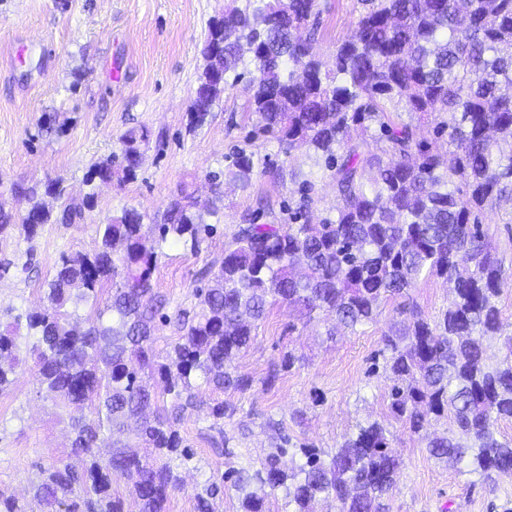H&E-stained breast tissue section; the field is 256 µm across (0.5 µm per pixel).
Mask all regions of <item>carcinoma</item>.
<instances>
[{
  "mask_svg": "<svg viewBox=\"0 0 512 512\" xmlns=\"http://www.w3.org/2000/svg\"><path fill=\"white\" fill-rule=\"evenodd\" d=\"M352 35L336 47L332 64L308 53L320 25L317 0H227L211 21L201 54L199 97L190 127L207 121L226 91L251 74L248 102L280 151L303 150L327 172L340 203L313 224L308 217L312 176L276 165L266 155L239 151L231 165L211 172L214 193L224 182L247 184L260 172L298 184L288 223L250 217L224 243V257L196 274L200 311L165 312L151 305L152 274L172 239L193 252L216 232L191 195L180 189L149 241L143 216L126 209L101 225L93 257H65L46 282L43 305L25 316L34 368L44 397L69 411L71 461L41 469L33 498L44 512H129L112 495V475L131 481L136 512H165L180 469L194 458L178 430L181 414L200 405V379L215 391L243 392L251 381L233 367L270 306L288 305L300 321L328 311L347 328L375 318L380 304L407 296L420 277L448 283V307L429 320L417 307L382 336L383 370L392 379L388 408L410 430L445 419L447 433L429 441L431 456L464 465L492 487L512 472V440L492 426L512 421V336L495 362L485 339L504 331L498 306L506 271L492 255L482 220L512 197V0H360ZM409 115L392 116L388 105ZM426 121L433 137L418 133ZM380 140L365 151L353 133ZM448 136V154L437 139ZM148 132L121 137L120 152L93 164L87 181L134 180ZM29 206L20 218L0 210V233L16 224L29 237L43 224H72L81 212L53 213L19 185ZM104 308L81 322L69 307ZM180 333L166 355L153 351L157 324ZM20 319L0 330V390L11 384L20 358ZM150 374L170 406H159L144 383ZM235 408L209 406V429L226 444L221 424ZM137 419L140 458L127 451L128 421ZM257 469L241 466L221 482L241 494L240 512H265L267 497L285 490L289 512H316L332 499L339 512H386L399 458L377 422L358 429L328 453L299 446L301 462L282 468L291 439L282 435ZM212 483L195 495V512H217ZM0 512H34L30 502L0 496Z\"/></svg>",
  "mask_w": 512,
  "mask_h": 512,
  "instance_id": "1",
  "label": "carcinoma"
}]
</instances>
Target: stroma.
Returning a JSON list of instances; mask_svg holds the SVG:
<instances>
[{"label": "stroma", "mask_w": 512, "mask_h": 512, "mask_svg": "<svg viewBox=\"0 0 512 512\" xmlns=\"http://www.w3.org/2000/svg\"><path fill=\"white\" fill-rule=\"evenodd\" d=\"M224 5L225 0H0V210L20 215L27 208L26 198L11 190L17 183L39 191L49 210L83 209L75 223L43 225L31 239L17 228L0 234L1 322L40 305L61 257L93 255L99 225L126 209L141 213L144 224L161 223L183 187L200 205L215 206L207 221L219 233L196 254L168 244L152 288L166 298L168 313L195 312V272L223 255L244 216L263 205L281 211L295 197L296 184L257 174L244 186L225 184L219 199L205 178L224 169L234 145L287 160L303 172L313 167L305 153L284 156L276 139L259 131L239 87L224 94L202 127L189 130L201 48ZM318 8L314 48L329 62L337 44L352 34L362 6L359 0H318ZM141 128L149 140L136 179L86 183L89 167L119 151L124 132ZM58 177L66 195L44 194L45 182ZM89 195L95 198L91 210L82 206ZM483 230L509 273L499 307L504 324L512 325V204L501 203ZM400 320L395 299L352 331L335 327L322 312L303 324L288 307H270L234 361L251 387L204 392V406L183 416L180 434L195 457L166 512H194V494L210 477L232 466H259L277 440L264 426L270 417L281 421V432L293 441L325 451L361 426L382 424L400 458L386 499L389 512H512V474L499 475L486 488L477 475L430 457L424 435L391 415V381L372 365L383 334ZM289 350L303 356V364L280 370L275 383L267 384L269 371ZM220 400L237 407L224 423L235 437L230 457L215 451L208 429L209 407ZM69 431L66 414L43 397L33 366L17 368L12 384L0 392V495L24 496L41 468L66 463Z\"/></svg>", "instance_id": "35a3bbf8"}]
</instances>
